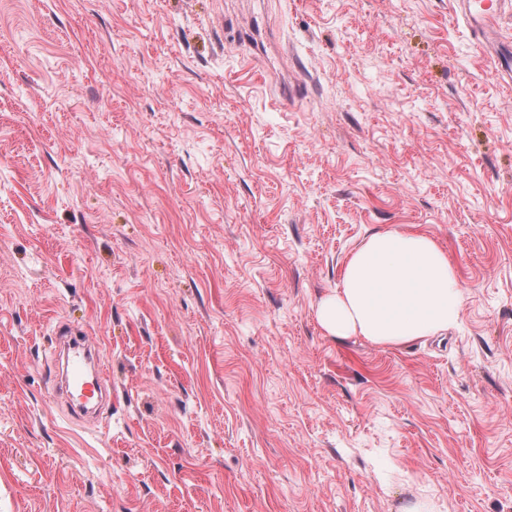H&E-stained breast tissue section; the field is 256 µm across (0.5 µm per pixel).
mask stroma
I'll return each mask as SVG.
<instances>
[{
    "mask_svg": "<svg viewBox=\"0 0 512 512\" xmlns=\"http://www.w3.org/2000/svg\"><path fill=\"white\" fill-rule=\"evenodd\" d=\"M459 325L336 338L371 234ZM87 333L112 406L46 378ZM512 512V80L454 0H0V512Z\"/></svg>",
    "mask_w": 512,
    "mask_h": 512,
    "instance_id": "obj_1",
    "label": "stroma"
}]
</instances>
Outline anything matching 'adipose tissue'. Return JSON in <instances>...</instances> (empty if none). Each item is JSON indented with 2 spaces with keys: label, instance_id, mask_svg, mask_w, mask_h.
<instances>
[{
  "label": "adipose tissue",
  "instance_id": "adipose-tissue-1",
  "mask_svg": "<svg viewBox=\"0 0 512 512\" xmlns=\"http://www.w3.org/2000/svg\"><path fill=\"white\" fill-rule=\"evenodd\" d=\"M464 295L447 251L421 231L373 234L347 259L317 318L325 331L396 346L458 325Z\"/></svg>",
  "mask_w": 512,
  "mask_h": 512
}]
</instances>
